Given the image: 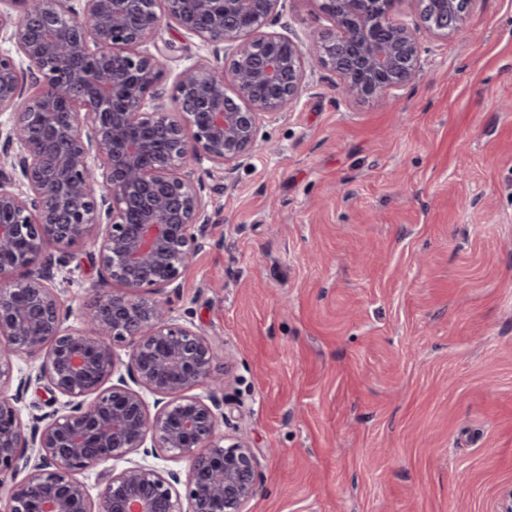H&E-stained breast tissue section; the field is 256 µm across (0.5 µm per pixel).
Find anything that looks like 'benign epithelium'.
Wrapping results in <instances>:
<instances>
[{
    "instance_id": "obj_1",
    "label": "benign epithelium",
    "mask_w": 512,
    "mask_h": 512,
    "mask_svg": "<svg viewBox=\"0 0 512 512\" xmlns=\"http://www.w3.org/2000/svg\"><path fill=\"white\" fill-rule=\"evenodd\" d=\"M0 1V40L16 48L0 50V139L16 147L0 158L3 512H243L258 458L246 436L221 434L215 346L168 297L209 223L189 166L207 160L231 177L264 119L299 103L317 63L352 97L402 87L420 71V27L467 35L471 0H419V25L318 0L329 32L304 39L266 30L284 0H264L252 22V0ZM164 24L233 54L227 71H181L175 112L157 91L162 57L145 49ZM14 173L25 189L13 188ZM87 244L99 276L74 328L54 268ZM23 356L41 359L38 372L7 395ZM33 383L50 404L66 401L27 428L18 404ZM203 385L207 395L194 393ZM138 452L185 458L188 471L130 458ZM109 462L94 499L79 475Z\"/></svg>"
}]
</instances>
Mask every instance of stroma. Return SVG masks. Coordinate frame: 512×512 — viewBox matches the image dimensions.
<instances>
[{
	"mask_svg": "<svg viewBox=\"0 0 512 512\" xmlns=\"http://www.w3.org/2000/svg\"><path fill=\"white\" fill-rule=\"evenodd\" d=\"M285 0L277 32L321 25ZM469 35L421 32V69L350 98L317 68L232 178L170 299L215 345L226 433L260 480L244 512H500L512 494V0ZM162 87L223 48L174 27ZM89 301L97 266L62 271Z\"/></svg>",
	"mask_w": 512,
	"mask_h": 512,
	"instance_id": "obj_1",
	"label": "stroma"
}]
</instances>
